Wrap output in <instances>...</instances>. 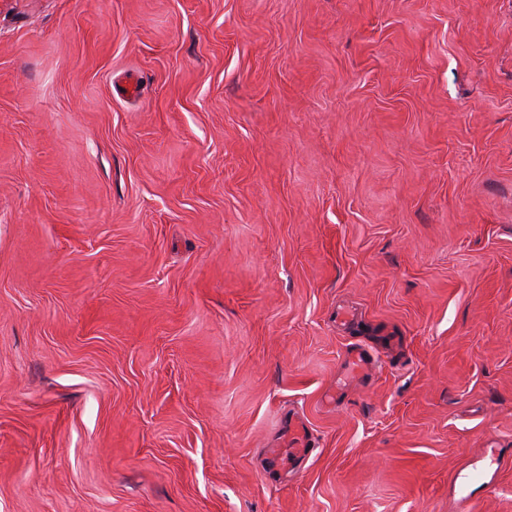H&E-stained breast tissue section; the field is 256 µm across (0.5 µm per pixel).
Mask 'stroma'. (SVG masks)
I'll use <instances>...</instances> for the list:
<instances>
[{"label":"stroma","instance_id":"1","mask_svg":"<svg viewBox=\"0 0 512 512\" xmlns=\"http://www.w3.org/2000/svg\"><path fill=\"white\" fill-rule=\"evenodd\" d=\"M489 448L512 512V0H0V512H454Z\"/></svg>","mask_w":512,"mask_h":512}]
</instances>
